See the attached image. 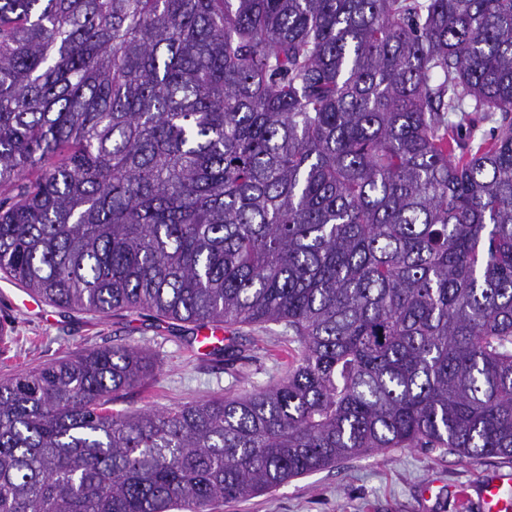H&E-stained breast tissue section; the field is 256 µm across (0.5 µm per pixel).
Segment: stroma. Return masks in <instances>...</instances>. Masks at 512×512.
I'll use <instances>...</instances> for the list:
<instances>
[{"mask_svg":"<svg viewBox=\"0 0 512 512\" xmlns=\"http://www.w3.org/2000/svg\"><path fill=\"white\" fill-rule=\"evenodd\" d=\"M25 293L22 285L0 275V326L7 336L0 378L70 351L131 341L152 361L153 370L121 402L128 411L276 385L296 354L297 345L281 324L225 328L232 354L202 359L192 346L191 324L171 320L158 325L145 312L102 317L50 303L38 318L21 309ZM494 473L512 475V463L496 457L462 459L439 449L397 448L341 461L275 491L224 504L217 512H480L474 503L460 510L453 493L462 485L477 491ZM429 483L444 487V494L423 497Z\"/></svg>","mask_w":512,"mask_h":512,"instance_id":"1","label":"stroma"}]
</instances>
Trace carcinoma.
Returning a JSON list of instances; mask_svg holds the SVG:
<instances>
[{"label":"carcinoma","mask_w":512,"mask_h":512,"mask_svg":"<svg viewBox=\"0 0 512 512\" xmlns=\"http://www.w3.org/2000/svg\"><path fill=\"white\" fill-rule=\"evenodd\" d=\"M0 274L299 344L274 387L161 409L110 408L130 344L0 381V512L512 461V0H0Z\"/></svg>","instance_id":"1"}]
</instances>
